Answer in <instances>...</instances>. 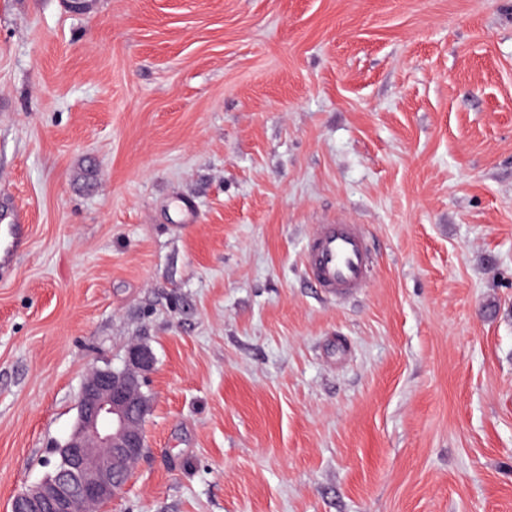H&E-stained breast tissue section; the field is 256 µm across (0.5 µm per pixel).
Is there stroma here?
I'll return each mask as SVG.
<instances>
[{
	"label": "stroma",
	"mask_w": 512,
	"mask_h": 512,
	"mask_svg": "<svg viewBox=\"0 0 512 512\" xmlns=\"http://www.w3.org/2000/svg\"><path fill=\"white\" fill-rule=\"evenodd\" d=\"M0 205V512L134 345L105 512H512V0H0ZM26 220L21 212L5 213L1 216L0 214V235L1 242L0 247V268L10 266L14 261L13 243L14 238L18 239L22 237L26 228ZM3 226V236H2ZM304 265L314 285L330 296H349L365 288L372 257L361 226L342 220L318 224Z\"/></svg>",
	"instance_id": "stroma-1"
}]
</instances>
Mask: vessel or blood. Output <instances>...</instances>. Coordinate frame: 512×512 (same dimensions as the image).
Masks as SVG:
<instances>
[{
  "label": "vessel or blood",
  "instance_id": "vessel-or-blood-1",
  "mask_svg": "<svg viewBox=\"0 0 512 512\" xmlns=\"http://www.w3.org/2000/svg\"><path fill=\"white\" fill-rule=\"evenodd\" d=\"M25 228L23 213L0 215V268L13 262V243ZM304 265L314 285L328 295L344 297L365 288L372 257L361 226L342 220L318 225L307 245Z\"/></svg>",
  "mask_w": 512,
  "mask_h": 512
}]
</instances>
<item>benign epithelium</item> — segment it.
<instances>
[{"mask_svg":"<svg viewBox=\"0 0 512 512\" xmlns=\"http://www.w3.org/2000/svg\"><path fill=\"white\" fill-rule=\"evenodd\" d=\"M154 365L150 350L134 348L126 368L96 370L86 379L77 422L53 471L17 495L12 512H90L121 494L144 448L149 403L139 377Z\"/></svg>","mask_w":512,"mask_h":512,"instance_id":"benign-epithelium-1","label":"benign epithelium"}]
</instances>
